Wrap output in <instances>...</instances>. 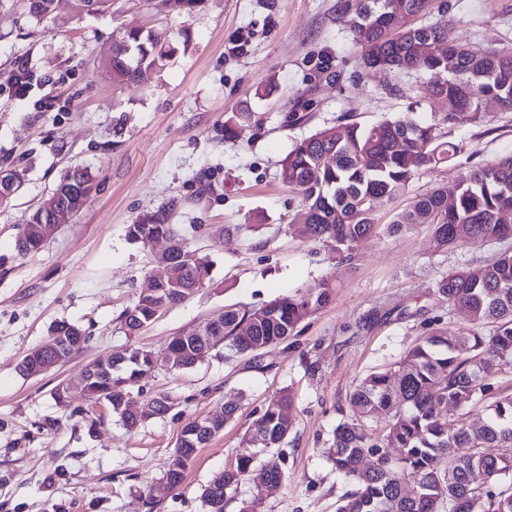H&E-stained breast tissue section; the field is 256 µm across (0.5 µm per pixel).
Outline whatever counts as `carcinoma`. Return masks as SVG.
<instances>
[{
  "instance_id": "cac0c4a2",
  "label": "carcinoma",
  "mask_w": 512,
  "mask_h": 512,
  "mask_svg": "<svg viewBox=\"0 0 512 512\" xmlns=\"http://www.w3.org/2000/svg\"><path fill=\"white\" fill-rule=\"evenodd\" d=\"M23 12L40 22L54 10L55 0H21ZM433 0H341V13H350V31L362 49V65L387 76L401 73L431 75L428 101L432 122L409 117L386 119L365 128L339 123L296 143L281 163V180L301 196L300 209L288 224L301 239L327 247L342 263L351 247L378 234L377 212L405 190L422 168H435L457 151L449 140V124L459 112L483 122L481 102L496 99L512 110V49L485 51L457 43L451 27L417 25L414 20ZM177 48L160 45L141 27L127 28L112 45V86L143 83L149 74L171 60ZM93 173L80 168V181L64 173L26 222L22 253L41 245L40 225L48 224L57 201L77 212L88 197ZM512 156L488 163L462 180L442 182L409 208L393 215L386 232L397 235L415 224L433 229L440 247L477 244L512 238ZM165 234L182 244L164 211L128 225L132 240ZM212 263L192 257L177 263L171 279L157 294L172 307L183 301L179 286L204 276ZM448 306L465 313L469 331L435 327L394 365L363 377L351 394L350 418L338 423L327 458L333 470L352 486L339 499L337 512H512V392H493L491 375L512 366V252L493 261L448 273L437 284ZM332 287L317 293L297 292L254 309L226 308L211 319V335L221 336L224 348L239 355L259 352L288 339L297 326L327 304ZM154 302L140 298L122 314L121 328L136 333L156 319ZM201 349L198 339L173 337L167 346L178 363L173 370L194 366ZM152 352H120L123 363L111 370L91 372L66 382L83 392L122 406L124 395L153 371ZM150 411L131 420V428L164 414L168 398L147 402ZM481 408L482 418L461 414L450 423L441 409ZM294 400L282 393L252 422L236 463L206 485L203 499L209 512H224L262 452L277 448L288 436ZM237 412L224 405V421L209 425L202 439L193 429L206 421L187 424L178 439L165 479L182 485L185 471L198 449L224 429ZM398 449L394 455L390 449ZM485 473L476 485L469 476Z\"/></svg>"
}]
</instances>
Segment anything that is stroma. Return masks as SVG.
<instances>
[{"mask_svg": "<svg viewBox=\"0 0 512 512\" xmlns=\"http://www.w3.org/2000/svg\"><path fill=\"white\" fill-rule=\"evenodd\" d=\"M338 3L200 0L180 15L168 0H112L109 12L79 16L71 0H58L37 22L18 0H0V167L25 175L19 195L0 206V512H207L205 486L283 392L294 399L292 429L272 451L283 479L264 484L254 464L226 512H238L244 499L257 500L258 512H336L346 483L324 451L351 413L355 386L398 362L435 324L464 328L437 282L490 262L512 239L445 249L423 224L360 240L340 264L288 230L301 198L282 182L280 164L296 141L340 122L431 120L416 75L390 78L363 67ZM434 3L429 21L451 23L458 42L512 48V0ZM128 25L187 48L147 82L116 90L99 63ZM241 31L250 44L238 55L230 41ZM20 65L29 73L22 95L9 83ZM243 110L250 122L226 138L225 120ZM486 110L479 125L457 115L454 158L418 170L380 223L438 183L512 155V112L494 101ZM74 165L95 174L83 206L37 250L18 252L30 211ZM160 210L209 257L212 279L128 336L118 318L159 272L164 246L129 240L126 230ZM326 281L331 302L259 357L228 361L218 347L192 368H167L173 336L225 308H259ZM63 321L83 330L82 350L23 376L20 361ZM125 349L157 358L132 395L140 404L168 396L164 416L130 430L97 397L75 390L56 403L61 382ZM227 402L238 406L235 419L199 449L183 484L169 488L164 474L182 428Z\"/></svg>", "mask_w": 512, "mask_h": 512, "instance_id": "1", "label": "stroma"}]
</instances>
